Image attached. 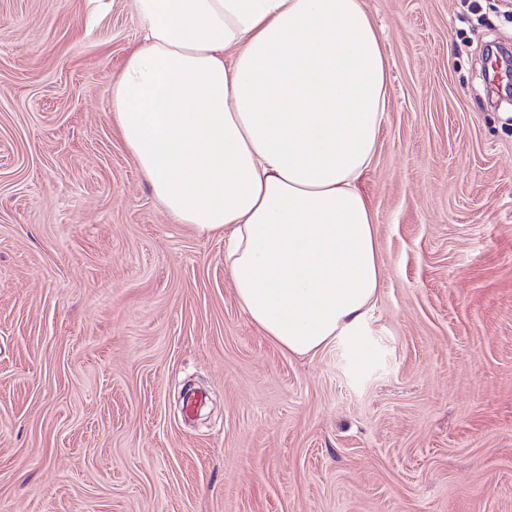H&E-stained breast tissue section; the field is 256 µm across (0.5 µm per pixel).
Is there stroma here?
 Returning <instances> with one entry per match:
<instances>
[{"mask_svg": "<svg viewBox=\"0 0 512 512\" xmlns=\"http://www.w3.org/2000/svg\"><path fill=\"white\" fill-rule=\"evenodd\" d=\"M107 2L0 0V512H512V101L486 92L512 0H365L381 288L306 356L126 149L140 20Z\"/></svg>", "mask_w": 512, "mask_h": 512, "instance_id": "35a3bbf8", "label": "stroma"}]
</instances>
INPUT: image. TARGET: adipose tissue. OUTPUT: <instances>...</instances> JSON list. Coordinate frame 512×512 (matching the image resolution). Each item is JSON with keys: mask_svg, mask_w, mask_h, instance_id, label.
Returning <instances> with one entry per match:
<instances>
[{"mask_svg": "<svg viewBox=\"0 0 512 512\" xmlns=\"http://www.w3.org/2000/svg\"><path fill=\"white\" fill-rule=\"evenodd\" d=\"M112 85L125 147L176 224L224 238L252 322L305 355L353 336L382 257L359 189L387 103L365 0H134Z\"/></svg>", "mask_w": 512, "mask_h": 512, "instance_id": "ef3b65f1", "label": "adipose tissue"}]
</instances>
